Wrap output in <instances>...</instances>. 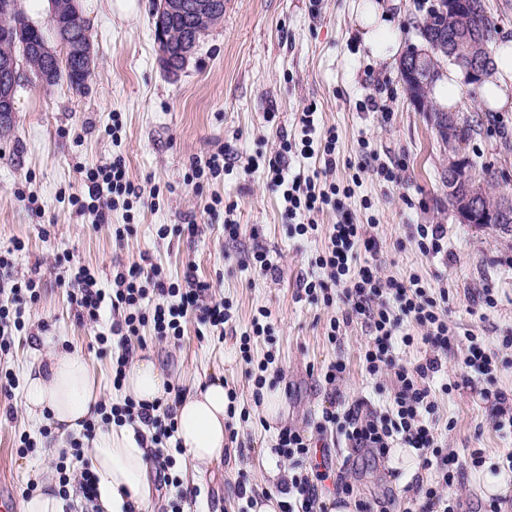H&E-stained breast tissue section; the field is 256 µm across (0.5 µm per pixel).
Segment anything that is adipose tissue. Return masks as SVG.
I'll use <instances>...</instances> for the list:
<instances>
[{"label":"adipose tissue","instance_id":"adipose-tissue-1","mask_svg":"<svg viewBox=\"0 0 512 512\" xmlns=\"http://www.w3.org/2000/svg\"><path fill=\"white\" fill-rule=\"evenodd\" d=\"M365 44L396 47L388 14L376 0L361 9ZM495 49V69L484 80L481 99L494 111L512 109V39L502 38ZM173 380L155 361L135 359L126 370L123 395L152 403L171 396ZM102 395L86 355L78 349L49 353L46 363L26 375L23 405L36 421L50 423L59 434L80 429ZM229 404L222 374L196 380L176 404L175 437L189 465L219 468L226 452V414ZM98 479L100 512H141L151 495L147 445L139 444L131 426H99L87 457Z\"/></svg>","mask_w":512,"mask_h":512}]
</instances>
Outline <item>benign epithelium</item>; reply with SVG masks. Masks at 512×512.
I'll list each match as a JSON object with an SVG mask.
<instances>
[{"label":"benign epithelium","instance_id":"1","mask_svg":"<svg viewBox=\"0 0 512 512\" xmlns=\"http://www.w3.org/2000/svg\"><path fill=\"white\" fill-rule=\"evenodd\" d=\"M226 0H153V15L157 16L154 35L157 43L167 41L168 22L186 15L193 22L192 35L184 42L178 60L172 61L168 55L161 54L160 63L165 69L181 71L194 53L200 39L209 29L224 16ZM11 12L17 17V24L11 28L0 27V39L9 42L12 49L0 56V89L16 90L23 72L25 61L33 52L46 59L59 61L66 52L81 54L92 58L91 35L83 22L80 12H74L69 21L63 25L54 26V33L43 38L37 44L19 42L15 34L28 21L18 13L15 0H0V12ZM448 43V56L453 61L463 65L474 78L482 76L487 66L486 58L481 52L477 37L466 34L460 35L444 32L436 39L429 41L427 48L416 51L415 56L405 66L407 80L405 85L415 103H420L421 93L428 82L432 71L425 69L426 62L432 56V50L440 44ZM448 194L456 196L455 212L463 224H483L487 221V212L482 205V184L477 180L470 168V161L454 139L453 132H448ZM469 184L465 194L457 192L459 183Z\"/></svg>","mask_w":512,"mask_h":512}]
</instances>
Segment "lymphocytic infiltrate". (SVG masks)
I'll list each match as a JSON object with an SVG mask.
<instances>
[{"label": "lymphocytic infiltrate", "mask_w": 512, "mask_h": 512, "mask_svg": "<svg viewBox=\"0 0 512 512\" xmlns=\"http://www.w3.org/2000/svg\"><path fill=\"white\" fill-rule=\"evenodd\" d=\"M298 125L303 134L302 156L321 154L326 168L336 165V131L329 128L317 132L313 110L301 113ZM293 151L290 140H282L273 160L269 163L271 180L281 187L289 215L302 212L308 215L339 209L335 185H324L318 176L289 174L285 158ZM159 187H145L129 174L123 156H113L109 162L84 169L81 190L73 203L82 213L92 214L95 223L109 221L112 210L133 207L155 208L159 205ZM366 251H375L378 242L369 237L363 225L348 218L333 224L328 244L316 261L325 276L305 282L303 291L309 297H322L325 303L341 299L344 309L341 319L331 320L328 338H336L340 325L353 318L366 317L372 331V340L364 351L366 370L370 375L390 372L396 390L388 416L375 418L363 413L360 404L350 405L344 413L323 411L320 428L338 426L348 448L366 451L378 457H388L394 442L413 450L422 469L433 471L432 483L416 484V512H457V503L447 490L458 481L463 465L457 456L442 454L436 448L432 427L435 402L431 381L442 368L441 354L447 352L453 331L448 320L433 297L428 296L418 279L397 280L382 276L377 267H353L356 245ZM72 301L79 321L98 322L104 308H111L112 326L109 334L97 336L102 349L118 346L112 357V384L121 387L125 369L134 355L129 343L141 326L151 325L155 337L161 342H178L183 335L188 318L212 328H221L231 315L224 302L208 297L210 285L194 277H187L184 284L171 282L161 267H142L134 264L116 271L112 292L98 286L95 275L83 267L76 268L71 278ZM339 289V296H332V289ZM158 297L154 307L145 301ZM413 319L423 329L422 339L431 354L425 362L412 367L398 364L396 344L410 345L413 338L404 333L405 319ZM174 407L164 401L139 403L124 398L118 403L99 402L93 417L83 424V437L72 443L69 452L61 454L54 464L58 478V493L68 496L71 482H78L86 501L98 496L97 478L84 466L85 441L92 438L97 423L115 422L130 426L151 428L153 444H166L173 437ZM277 456L288 460L293 470L284 489L286 499L281 512H324L317 481L310 478L305 463L310 458L312 446L300 431L284 427L278 433L274 448Z\"/></svg>", "instance_id": "obj_1"}]
</instances>
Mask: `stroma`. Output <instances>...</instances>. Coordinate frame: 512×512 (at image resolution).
<instances>
[{
    "mask_svg": "<svg viewBox=\"0 0 512 512\" xmlns=\"http://www.w3.org/2000/svg\"><path fill=\"white\" fill-rule=\"evenodd\" d=\"M129 12L94 9L84 19L91 33L94 69L84 90L66 83L44 88L22 78L15 112L0 126V251H12V264L0 270V302H9L14 283L41 282L37 300H23L24 325L0 366L16 375L18 384L0 390V483L12 494L13 512H20L30 483L52 470L57 434L42 437L41 423L22 406V382L29 368L50 350L79 348L93 363L102 397L121 400L112 387V362L96 341L108 332L111 315L99 323H79L71 301L70 267L84 266L111 290L112 274L132 264L160 266L171 282L186 274L210 283L213 300L230 306L223 331L188 321L179 344L158 341L151 326L141 327L137 355L154 359L176 385L188 378L223 371L224 386L236 395L229 424L230 457L222 472L200 481L191 467L176 463L172 484L155 486L146 512H252L251 499L274 491L278 479L291 476L288 461L273 449L281 428L303 432L312 445L324 443L318 429L323 410H343L365 400L383 415L393 399L389 375L370 376L363 360L370 340L365 318L342 325L329 341L331 319L340 317L341 300L324 304L301 292L304 279L322 277L315 260L328 243L339 214L364 224L379 241L377 253L357 246V265H376L382 275L401 280L417 277L430 296L447 291L444 308L456 339L442 357L437 388L434 433L442 452L464 461L452 493L460 512H478L483 500L481 479L470 466L472 452L506 466L512 435L499 432L494 402L480 398V389L506 394L512 412V231L495 224L476 226L457 219L443 180L447 155L426 113L414 106L401 79L399 56L385 59L366 46L357 29L360 0H228L224 17L210 29L178 76L166 75L154 38L152 0H135ZM435 0H394L393 31L401 48L422 45L417 30ZM480 88L467 84L458 110L476 131L464 144L465 155L490 166L498 177L493 194L512 195V111H485ZM385 104L372 111L370 98ZM315 111L317 128L336 130L335 171L329 182L348 188L340 210L318 214V229L290 237L288 223H307L306 214L288 218L282 193L272 187L268 162L281 136H300L297 121L304 109ZM120 114L118 136H108L113 114ZM236 161L223 176L189 184L191 160L205 161L218 148ZM121 155L138 182L172 187L157 209H142L132 234L115 243L112 228L124 224L123 210L108 223L93 225L76 212L72 194L79 189L82 168ZM368 164L361 184L352 176ZM387 167L383 178L377 167ZM36 207H29V197ZM232 208L240 229L224 231L222 212L211 214L213 201ZM199 231L188 236L186 224ZM166 237H158L160 225ZM420 224L444 227L443 249L422 254L415 241ZM22 251H13L14 242ZM266 252L276 268L259 275L255 251ZM492 289L494 306L483 299ZM267 310L268 331L255 339L249 358L239 352L241 336L251 333L252 320ZM477 336L498 356L493 380L467 373V335ZM273 356L266 378L283 394L277 420H267L254 400L250 377L266 356ZM346 366L335 385L322 370L333 362ZM30 435L37 452L22 456L16 446ZM344 445H336L325 464L308 461L310 473L329 471L324 496L336 495L337 479L352 488L351 500L380 502L389 512H405L414 497L408 484L431 483L425 470L400 476L392 459L351 462Z\"/></svg>",
    "mask_w": 512,
    "mask_h": 512,
    "instance_id": "35a3bbf8",
    "label": "stroma"
}]
</instances>
